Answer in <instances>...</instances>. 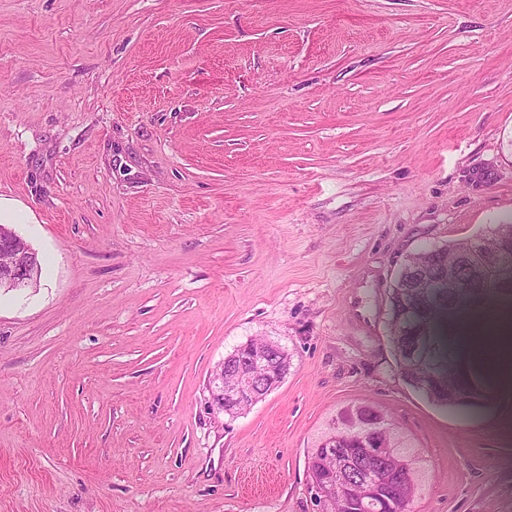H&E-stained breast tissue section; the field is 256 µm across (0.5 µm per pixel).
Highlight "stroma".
<instances>
[{
  "instance_id": "35a3bbf8",
  "label": "stroma",
  "mask_w": 512,
  "mask_h": 512,
  "mask_svg": "<svg viewBox=\"0 0 512 512\" xmlns=\"http://www.w3.org/2000/svg\"><path fill=\"white\" fill-rule=\"evenodd\" d=\"M0 512H317L308 455L363 403L411 512H512L492 430L512 301L424 327L474 419L403 380L389 285L512 214V0H0ZM291 356L237 416L209 380ZM0 253L9 257L0 265V290L29 288L37 280L39 263L35 252L26 241L12 230L0 231Z\"/></svg>"
}]
</instances>
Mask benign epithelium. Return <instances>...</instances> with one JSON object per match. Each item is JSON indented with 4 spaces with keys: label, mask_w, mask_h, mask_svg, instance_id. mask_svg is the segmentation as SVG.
Segmentation results:
<instances>
[{
    "label": "benign epithelium",
    "mask_w": 512,
    "mask_h": 512,
    "mask_svg": "<svg viewBox=\"0 0 512 512\" xmlns=\"http://www.w3.org/2000/svg\"><path fill=\"white\" fill-rule=\"evenodd\" d=\"M0 253L9 257L0 265V289L6 291L29 288L37 280L39 263L35 252L26 241L12 230L0 231ZM256 379L251 369L243 368L231 381L224 382V368H219L210 384L212 405L224 410V399L237 404L255 401ZM391 429V424L379 423L364 434L343 432L336 443L329 446L325 456L336 458V479L357 472L362 476L359 496L345 500L348 512H363L373 505L378 512H406L408 499L399 494L400 471L387 466L389 451L381 444V437ZM377 475L370 478V471Z\"/></svg>",
    "instance_id": "benign-epithelium-1"
}]
</instances>
